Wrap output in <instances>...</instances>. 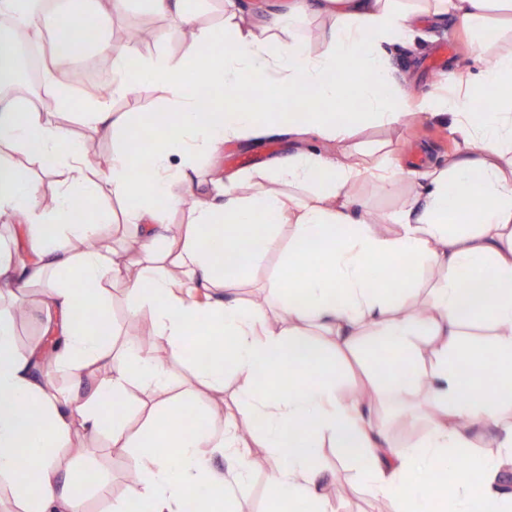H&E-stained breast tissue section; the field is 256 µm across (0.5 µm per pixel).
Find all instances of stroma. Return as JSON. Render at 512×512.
I'll return each instance as SVG.
<instances>
[{"mask_svg":"<svg viewBox=\"0 0 512 512\" xmlns=\"http://www.w3.org/2000/svg\"><path fill=\"white\" fill-rule=\"evenodd\" d=\"M131 25L141 26L146 35L135 43L137 57L150 58L164 53L172 57L181 56L187 47L181 27L174 20L142 13L136 4H129L119 15L104 18L100 32L102 37L121 36ZM427 40L415 44H397L389 49L394 67L409 72L413 77L412 90L422 94L430 90L436 77L447 74L449 68L477 70V46L457 33V23L447 18L427 28ZM317 146L324 154H335V141L318 135H310L301 141L289 136L287 128L275 127L260 138L234 139L224 144L221 156L224 172L240 179L239 192L251 196L270 189L282 194H306L303 186L277 184L269 176L271 167L277 161L294 152L302 144ZM346 148L366 165H385L394 173L392 184L386 185L375 179L366 178L355 183L352 198L362 213L378 212L388 214L398 210L416 187L417 172L436 163L446 162L457 149V142L448 131V118L444 115L427 116L416 123H404L393 127L370 126L357 136L348 139ZM101 206L110 208L113 214L111 224L103 229L104 243L118 255L133 256L137 253L140 226L124 221L126 203L124 200L104 196ZM290 228L281 225L277 231L278 246L269 250L248 268L245 277L236 284L212 291L202 289L193 293L195 299L207 297L233 298L244 306L262 302L269 310V325L273 329L282 326V315L271 282L275 278L282 259V248L288 243ZM44 290L32 287L20 295V303L26 309L24 320L14 327L16 347L19 354H27L35 345L41 344L45 332V314L42 310ZM112 327L117 334V343H125L137 329L153 334L154 321L150 311H141L130 316L127 310L126 292L123 286L109 289ZM153 356L164 360L169 371L166 393L151 389L135 388L131 391L134 408L129 415L130 430H137L150 409L160 402L162 395H177L195 389L191 377V354L170 357L163 343H156L151 349ZM210 417L209 427L214 434L224 431V416L232 413L242 415L243 408L238 395V383L228 378L220 392H209L204 396ZM372 417L385 428L394 445L406 446L418 442L429 427V415L424 410L422 396L407 394L396 399L376 401ZM73 448L82 451L81 456H72L71 451L63 452L62 463L89 465L93 472L105 475L111 483L110 499L114 502L125 500L130 485L127 481L132 458L127 449L113 446L106 436L87 437L81 434L71 439ZM248 451L252 458L262 459L264 468L250 471L241 489L236 490L238 512H272L274 505L268 496L272 477L281 468V460L263 448L260 438H252ZM320 460L328 473V481L322 494L334 512H378L379 501L366 489L359 472L341 461L334 448L323 447Z\"/></svg>","mask_w":512,"mask_h":512,"instance_id":"35a3bbf8","label":"stroma"}]
</instances>
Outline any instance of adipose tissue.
I'll return each instance as SVG.
<instances>
[{
  "label": "adipose tissue",
  "instance_id": "obj_1",
  "mask_svg": "<svg viewBox=\"0 0 512 512\" xmlns=\"http://www.w3.org/2000/svg\"><path fill=\"white\" fill-rule=\"evenodd\" d=\"M127 0H0V150L15 149L20 162L0 160V221L27 227L29 260L15 266L11 248L0 246V298L42 286L47 329L58 336L55 368L71 385L60 395L37 373L40 348L16 351L13 320L0 315V479L12 489L19 512H85L90 493L110 494V481L80 466L62 467L59 454L72 435L106 434L128 448L137 472L129 501L137 512H184L197 494V512H231L229 489L253 466L237 448L235 416L215 440L204 427L181 425L185 409L207 416L199 397L165 400L136 433H128L130 386L156 391L167 383L165 363L125 348L113 354L98 319L110 313L108 285L123 284L130 315L150 310L155 336L171 355L210 348L225 340L224 357L195 360L194 376L211 390L226 377L240 380L246 417L283 465L269 494L276 512H330L318 488L325 471L316 458L324 439L362 472L371 493L389 512H422L421 499L451 512H512V50H498L500 28L488 22L492 0H290L287 14L251 17L235 0H222L224 26L200 27L198 0H139L142 10L176 17L190 34L186 53L137 58L132 46L109 39L94 44L112 60L107 94L76 103L58 66L76 55L77 37ZM324 17L316 47L297 37L295 17ZM454 17L479 48V75L456 72L451 85L415 96L392 67L388 46L422 37L431 22ZM52 18L54 37L41 61L45 102L14 90L16 35L43 40ZM170 100L168 112L150 119L112 110L111 97L134 91L133 72ZM353 74L354 82L343 79ZM268 87L267 96L243 104L237 91ZM498 98L485 111L487 92ZM78 111L83 122L112 137L107 167L91 164L68 129L50 112ZM446 115L458 147L443 167L420 176L418 190L378 234L354 208L350 189L370 176L391 183L385 167H367L344 150L335 157L307 148L277 163V182L313 189L303 197L264 192L241 196L236 179H215V196L186 185L182 200L193 222L172 243L154 202L166 194L176 171L173 158L220 154L226 141L263 135L287 122L290 133L316 134L337 142L368 125H398L407 115ZM154 134L151 174L143 176L129 145L143 122ZM62 174L49 203L34 192V170ZM127 202L125 220L147 225L137 277L100 245L101 225L112 214L102 196ZM291 226L275 289L286 325L269 329L263 308L234 301L200 303L177 291L188 278L200 288L237 282L251 262ZM175 268H168L170 248ZM392 280L374 283V267ZM437 277L425 298L417 286L426 270ZM429 308L428 317L416 305ZM487 324L490 343L475 345L468 328ZM359 353L370 367L367 400L343 399L338 384L342 355ZM482 354L497 369L487 391L473 367ZM108 367L106 382L84 391L87 367ZM290 373L308 377L303 389L282 392ZM423 392L434 415L422 439L394 447L373 425L371 397ZM492 438L493 456L478 442ZM232 456L225 472L211 466L213 451ZM468 466H458L460 456Z\"/></svg>",
  "mask_w": 512,
  "mask_h": 512
}]
</instances>
